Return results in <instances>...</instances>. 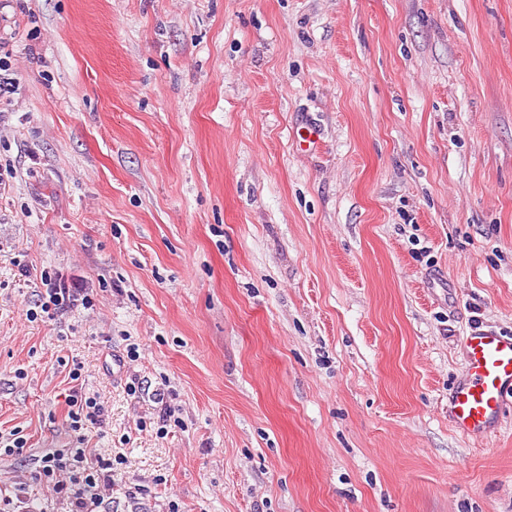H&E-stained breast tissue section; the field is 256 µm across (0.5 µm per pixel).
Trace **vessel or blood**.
Segmentation results:
<instances>
[{
  "mask_svg": "<svg viewBox=\"0 0 512 512\" xmlns=\"http://www.w3.org/2000/svg\"><path fill=\"white\" fill-rule=\"evenodd\" d=\"M466 369L448 397V418L463 436L494 431L512 401V336L475 327L463 340Z\"/></svg>",
  "mask_w": 512,
  "mask_h": 512,
  "instance_id": "1",
  "label": "vessel or blood"
}]
</instances>
